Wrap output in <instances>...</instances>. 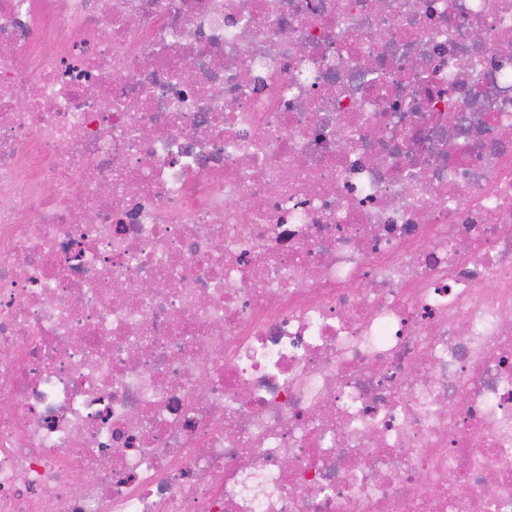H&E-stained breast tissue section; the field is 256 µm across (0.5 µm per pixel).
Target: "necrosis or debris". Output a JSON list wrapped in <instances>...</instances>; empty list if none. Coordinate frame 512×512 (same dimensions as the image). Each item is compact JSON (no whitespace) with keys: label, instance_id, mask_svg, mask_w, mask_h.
I'll return each mask as SVG.
<instances>
[{"label":"necrosis or debris","instance_id":"1","mask_svg":"<svg viewBox=\"0 0 512 512\" xmlns=\"http://www.w3.org/2000/svg\"><path fill=\"white\" fill-rule=\"evenodd\" d=\"M0 512H512V0H0Z\"/></svg>","mask_w":512,"mask_h":512}]
</instances>
